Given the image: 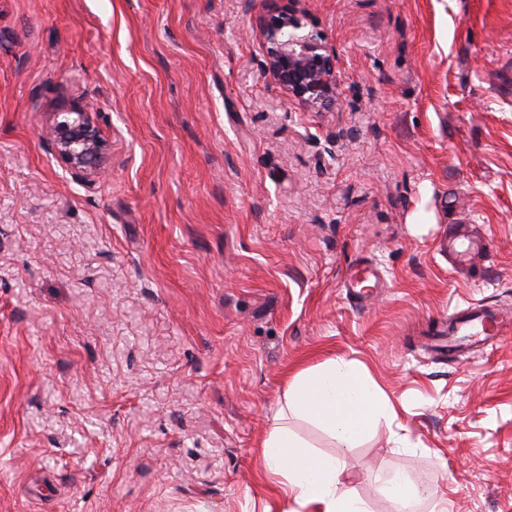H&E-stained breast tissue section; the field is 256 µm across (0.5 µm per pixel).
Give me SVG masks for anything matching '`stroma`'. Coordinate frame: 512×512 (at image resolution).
Instances as JSON below:
<instances>
[{"mask_svg":"<svg viewBox=\"0 0 512 512\" xmlns=\"http://www.w3.org/2000/svg\"><path fill=\"white\" fill-rule=\"evenodd\" d=\"M269 7L0 0V512H291L259 450L333 357L397 419L349 451L288 425L369 512H401L394 470L512 512V329L434 347L469 303L512 307V0H301L327 108L263 74ZM76 102L95 184L43 141ZM456 226L488 243L465 266L437 250Z\"/></svg>","mask_w":512,"mask_h":512,"instance_id":"35a3bbf8","label":"stroma"}]
</instances>
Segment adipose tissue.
Instances as JSON below:
<instances>
[{
    "label": "adipose tissue",
    "instance_id": "1",
    "mask_svg": "<svg viewBox=\"0 0 512 512\" xmlns=\"http://www.w3.org/2000/svg\"><path fill=\"white\" fill-rule=\"evenodd\" d=\"M283 410L262 442L264 475L281 478L284 495L314 512H367L341 480L343 461L309 449L283 416L290 412L306 417L328 431L340 447L351 449L378 421L395 420L387 394L357 362L332 358L289 383Z\"/></svg>",
    "mask_w": 512,
    "mask_h": 512
}]
</instances>
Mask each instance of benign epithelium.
Masks as SVG:
<instances>
[{"instance_id":"obj_1","label":"benign epithelium","mask_w":512,"mask_h":512,"mask_svg":"<svg viewBox=\"0 0 512 512\" xmlns=\"http://www.w3.org/2000/svg\"><path fill=\"white\" fill-rule=\"evenodd\" d=\"M273 5L258 29L265 48L263 73L290 97L304 104L336 101V52L329 51L312 34H300L294 4ZM46 143L72 176L79 180L101 177L98 164L106 140L86 104L77 105L49 128Z\"/></svg>"}]
</instances>
